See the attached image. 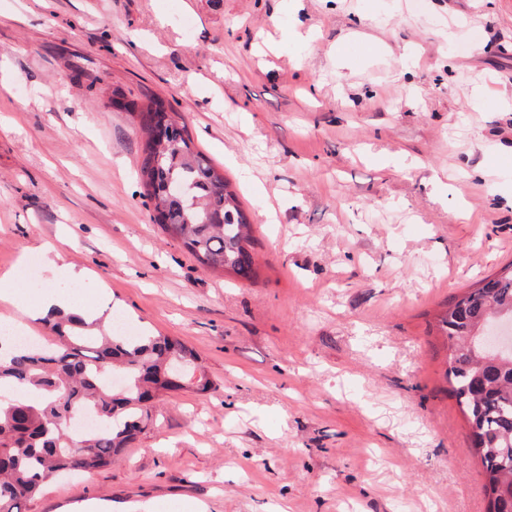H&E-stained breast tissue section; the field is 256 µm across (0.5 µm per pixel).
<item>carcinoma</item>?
I'll return each mask as SVG.
<instances>
[{"label":"carcinoma","mask_w":512,"mask_h":512,"mask_svg":"<svg viewBox=\"0 0 512 512\" xmlns=\"http://www.w3.org/2000/svg\"><path fill=\"white\" fill-rule=\"evenodd\" d=\"M142 144L138 182L164 232L212 271L258 277L251 224L238 194L197 150L181 115L154 98L137 111ZM512 321V264L480 280L436 317L445 337V379L469 425V451L483 471L490 512H512V351L481 343L483 330ZM54 347L12 345L0 355V383L34 400L0 401V512H21L45 484L92 472L134 443L152 419L156 395L182 386L174 365L195 353L168 336H122L76 316L45 321ZM89 410L101 424L75 438L69 423Z\"/></svg>","instance_id":"carcinoma-1"}]
</instances>
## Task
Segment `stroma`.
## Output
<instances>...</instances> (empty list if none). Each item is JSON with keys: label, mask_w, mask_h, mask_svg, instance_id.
<instances>
[{"label": "stroma", "mask_w": 512, "mask_h": 512, "mask_svg": "<svg viewBox=\"0 0 512 512\" xmlns=\"http://www.w3.org/2000/svg\"><path fill=\"white\" fill-rule=\"evenodd\" d=\"M153 96L237 191L256 280L142 197L122 103ZM511 198L512 0H0V277L68 290L54 243L211 383L25 512H487L435 317L512 263Z\"/></svg>", "instance_id": "35a3bbf8"}]
</instances>
